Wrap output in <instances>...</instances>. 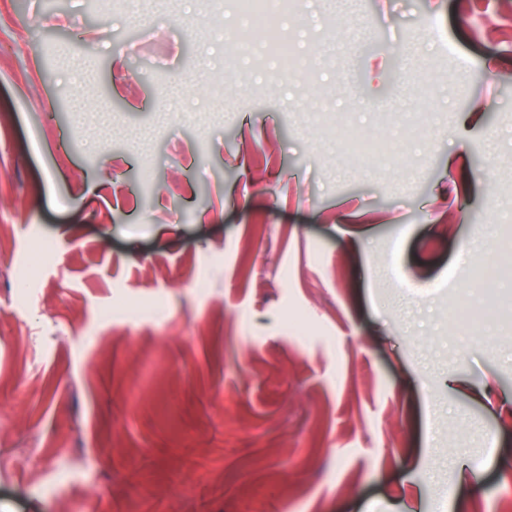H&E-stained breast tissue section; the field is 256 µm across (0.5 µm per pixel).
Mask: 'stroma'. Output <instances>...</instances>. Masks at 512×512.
<instances>
[{
    "label": "stroma",
    "instance_id": "1",
    "mask_svg": "<svg viewBox=\"0 0 512 512\" xmlns=\"http://www.w3.org/2000/svg\"><path fill=\"white\" fill-rule=\"evenodd\" d=\"M97 5L0 0V512H512V0ZM239 4L242 12L252 20V25L245 30H239L234 33L230 40L231 48L242 45L262 34L266 38L269 48L278 57L283 69L287 72L292 70L294 66L293 53L279 32L278 12L272 9L270 1L242 0L239 1ZM271 30H275L278 33V38L275 41L268 39V33Z\"/></svg>",
    "mask_w": 512,
    "mask_h": 512
}]
</instances>
